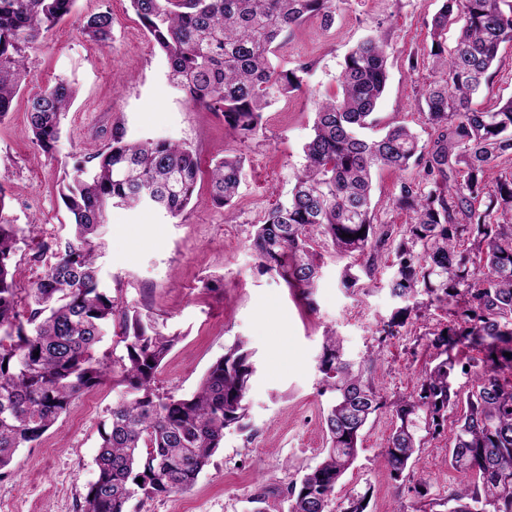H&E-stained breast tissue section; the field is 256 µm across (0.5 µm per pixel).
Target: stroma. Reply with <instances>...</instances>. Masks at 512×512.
Masks as SVG:
<instances>
[{
  "label": "stroma",
  "mask_w": 512,
  "mask_h": 512,
  "mask_svg": "<svg viewBox=\"0 0 512 512\" xmlns=\"http://www.w3.org/2000/svg\"><path fill=\"white\" fill-rule=\"evenodd\" d=\"M440 5L441 0H336L333 25L312 17L293 27L281 38L276 61L288 68L310 63L303 90L272 104L262 130L244 141L228 133L220 115L187 103L168 84L166 61L129 0H77L74 12L29 51L24 87L13 112L0 122V192L5 195L0 213L18 226L40 227L36 238L20 244L18 287H30L43 271L33 254L67 234L59 196L64 173L72 172L76 159L102 148L114 123L123 122L135 138L188 146L205 167L225 156L244 161L245 177L232 207L211 206L204 173L194 207L180 218L154 210L108 213L98 260L102 287L176 339L158 370L159 391L190 396L208 368L239 340L246 342L256 367L247 392V429L226 431L223 448L191 489L136 496L127 512H253V496L266 487L279 490L267 499V512H288V486L322 460L327 446L323 413L333 395L324 390L318 369L326 331H336L352 360L376 351L369 374L384 399L416 390L435 354L428 334L446 325L448 314L438 305H423L420 318L410 319L399 336L380 338L379 327L397 305L388 290L393 255H383L374 279L346 289L338 278L344 259L316 242L320 277L306 297L260 270L250 239L268 210L287 202L317 105L335 92L345 56L362 39H385L389 68L368 136L400 123L420 142L429 141L421 93L438 78L430 51L431 22ZM105 11L113 18L112 38L98 44L81 27L85 17ZM60 80L74 85L77 96L61 140L47 155L31 142L27 98ZM511 98L512 43H506L477 104L493 108ZM418 172L414 165L403 174L375 172L377 223L397 228L409 223V213L397 209L394 199L401 178H416ZM207 279L220 280V290L203 288ZM118 398L108 382L84 393L37 442L19 449L9 474L0 478V512H78L96 478L101 430ZM394 424L386 407L366 425L358 457L336 487L337 499L361 493L367 497L366 512H392L400 503L419 507L428 497L447 498L462 482L449 462L453 433L447 427L422 448L404 480L391 479L381 450ZM421 487L427 497L418 496Z\"/></svg>",
  "instance_id": "obj_1"
}]
</instances>
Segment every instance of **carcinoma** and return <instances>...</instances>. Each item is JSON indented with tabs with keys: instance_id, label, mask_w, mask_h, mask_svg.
<instances>
[{
	"instance_id": "1",
	"label": "carcinoma",
	"mask_w": 512,
	"mask_h": 512,
	"mask_svg": "<svg viewBox=\"0 0 512 512\" xmlns=\"http://www.w3.org/2000/svg\"><path fill=\"white\" fill-rule=\"evenodd\" d=\"M164 56L170 85L189 102L219 114L225 128L247 139L262 128L264 110L303 88L308 64L285 69L273 61L278 40L307 18L334 21L336 0H130ZM76 0H0V121L21 90L27 53L69 16ZM463 21L452 47L448 26ZM94 41L111 39L112 16L82 25ZM438 80L422 94L430 141L397 124L376 139L361 136L388 79L385 41L369 36L345 58L338 92L319 104L304 164L285 204L271 208L252 237L259 266L290 288L311 294L318 278L312 243L324 239L341 257H365L372 277L394 247L390 294L407 303L379 334L399 335L419 295L448 309L445 331L416 393L396 398L395 425L383 448L390 476L406 477L427 438L439 432L460 397L453 385L462 365L454 351L482 353L470 369L466 408L457 419L450 464L471 474L441 502L448 512H512V100L495 110L473 106L492 77L501 44L512 42V0H443L432 21ZM65 81L29 99L32 142L55 150L76 97ZM423 169L400 182L396 207L412 213L397 231L375 223L372 171ZM201 174L196 153L167 140H137L124 123L108 143L78 162L63 194L71 235L56 244L53 262L29 288H19L12 260L19 229L0 203V471L19 449L38 441L79 394L112 380L124 388L112 406L96 457L97 477L79 512H126L139 494L189 489L223 447L226 430L243 428L254 373L245 344L231 346L189 398L156 392L158 369L175 345L150 319L130 313L101 287L97 267L107 209H159L175 219L191 203ZM210 203L231 205L244 177L242 161L225 157L210 168ZM124 343L120 375L95 356L108 327ZM6 368H1V365ZM335 394L324 415L323 460L288 487L289 512H364L365 497L336 501V486L358 455L361 432L383 406L363 367L325 338L319 363ZM142 482H137V479Z\"/></svg>"
}]
</instances>
